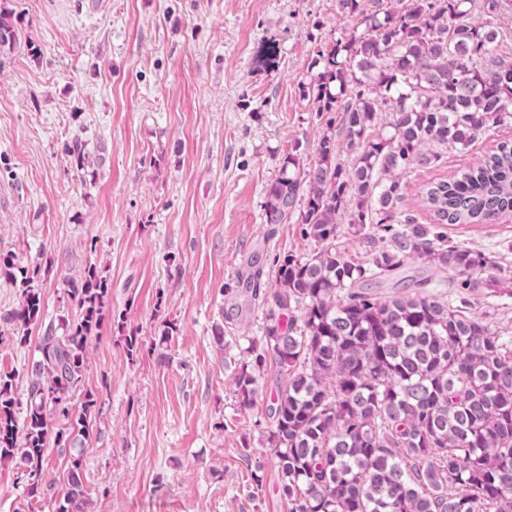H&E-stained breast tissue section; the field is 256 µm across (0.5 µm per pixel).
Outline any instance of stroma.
<instances>
[{
	"label": "stroma",
	"instance_id": "stroma-1",
	"mask_svg": "<svg viewBox=\"0 0 512 512\" xmlns=\"http://www.w3.org/2000/svg\"><path fill=\"white\" fill-rule=\"evenodd\" d=\"M0 10L16 32L0 51V251L38 268L42 299L19 341L10 315L22 289L0 278V372L25 400L40 337L77 315L68 290L97 265L112 290L82 383L98 396L87 512H287L267 445L275 368L252 407L236 394L267 313L241 288L250 260L271 287L275 256L314 249L295 222L265 223V193L288 153L317 155L323 123L303 87L319 44L347 19L336 0H0ZM269 48L273 69L260 63ZM472 156L451 150L406 175L402 210L429 223L425 184ZM442 233L491 258L474 276L501 280L498 292L471 294L411 260L374 295L424 279L512 336V224ZM71 453L47 448L36 495L21 466L0 465V512H56Z\"/></svg>",
	"mask_w": 512,
	"mask_h": 512
}]
</instances>
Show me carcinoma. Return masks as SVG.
Wrapping results in <instances>:
<instances>
[{
    "label": "carcinoma",
    "instance_id": "cac0c4a2",
    "mask_svg": "<svg viewBox=\"0 0 512 512\" xmlns=\"http://www.w3.org/2000/svg\"><path fill=\"white\" fill-rule=\"evenodd\" d=\"M337 2L356 24L319 45L320 71L303 86L323 120L318 155L306 165L286 155L264 208L265 223L293 219L318 247L275 259L269 299L262 270L252 273V296L271 306L236 392L251 405L257 373L269 361L278 368L267 443L288 512H512V336L428 294L426 280L410 295L367 291L415 257L463 277V288L497 289L472 279L488 258L448 244L398 203L407 174L512 122V61L499 52V30L471 20L477 7L498 13L500 0ZM380 112L391 117L380 123ZM339 132L353 151L346 168L336 162ZM421 204L436 224H511L512 140L427 184ZM344 216L372 244L365 262L336 249ZM16 270L24 304L14 319L26 328L41 311L37 271L0 254V274ZM109 288L90 265L70 290L80 314L41 337L21 423L14 378L0 373V462L22 465L36 494L49 444L74 448L56 512H82L85 502L80 445L94 432L98 397L85 392L76 411L71 393Z\"/></svg>",
    "mask_w": 512,
    "mask_h": 512
}]
</instances>
